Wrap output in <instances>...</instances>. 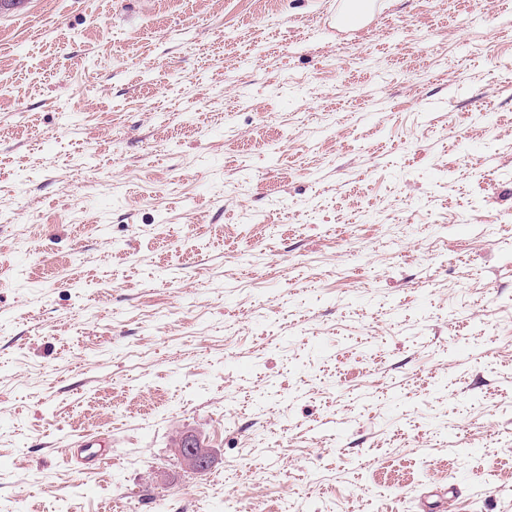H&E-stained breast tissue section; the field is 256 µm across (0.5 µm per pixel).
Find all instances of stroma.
I'll use <instances>...</instances> for the list:
<instances>
[{"label": "stroma", "mask_w": 512, "mask_h": 512, "mask_svg": "<svg viewBox=\"0 0 512 512\" xmlns=\"http://www.w3.org/2000/svg\"><path fill=\"white\" fill-rule=\"evenodd\" d=\"M343 5L0 13V512H512V0ZM197 448H203L200 440L193 435L185 434L178 443L177 452L185 467L196 473H204L210 469L211 464L208 457Z\"/></svg>", "instance_id": "35a3bbf8"}]
</instances>
